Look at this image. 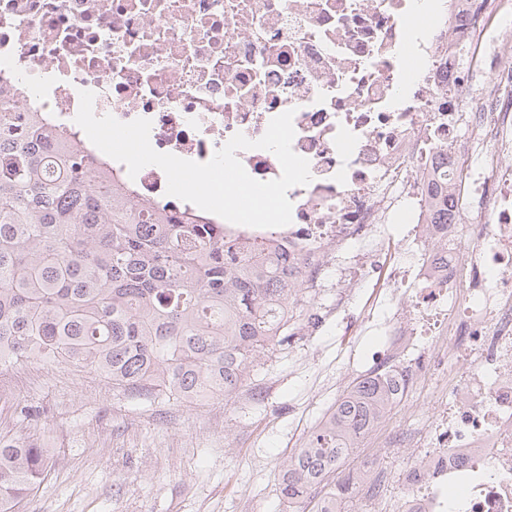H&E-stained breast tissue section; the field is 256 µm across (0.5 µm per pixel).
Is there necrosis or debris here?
Segmentation results:
<instances>
[{
  "label": "necrosis or debris",
  "mask_w": 512,
  "mask_h": 512,
  "mask_svg": "<svg viewBox=\"0 0 512 512\" xmlns=\"http://www.w3.org/2000/svg\"><path fill=\"white\" fill-rule=\"evenodd\" d=\"M433 2L0 0V75L78 145L89 90L96 115L149 119L156 151L199 163L293 111L312 180L287 193L291 223H223L225 241L287 242L336 313L380 275L377 369L437 396L367 458L358 512H512V0ZM106 166L134 199L185 208L161 168ZM391 224L406 235L384 269Z\"/></svg>",
  "instance_id": "1"
}]
</instances>
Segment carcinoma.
Wrapping results in <instances>:
<instances>
[{
    "mask_svg": "<svg viewBox=\"0 0 512 512\" xmlns=\"http://www.w3.org/2000/svg\"><path fill=\"white\" fill-rule=\"evenodd\" d=\"M0 83V366L88 368L132 395L229 397L256 356L294 336L311 298L273 243L224 248V225L127 200L93 158L44 120L13 110ZM368 375L343 394L282 465L280 494L305 512L397 402ZM45 451L0 435V512L44 480ZM353 473L316 512H350Z\"/></svg>",
    "mask_w": 512,
    "mask_h": 512,
    "instance_id": "obj_1",
    "label": "carcinoma"
}]
</instances>
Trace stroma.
<instances>
[{"mask_svg":"<svg viewBox=\"0 0 512 512\" xmlns=\"http://www.w3.org/2000/svg\"><path fill=\"white\" fill-rule=\"evenodd\" d=\"M370 279L347 322L329 319L261 353L229 398L184 403L113 390L89 371L34 362L0 372V434L45 448L41 512H289L281 464L382 349L357 318L379 306ZM31 407V416L19 405Z\"/></svg>","mask_w":512,"mask_h":512,"instance_id":"1","label":"stroma"}]
</instances>
